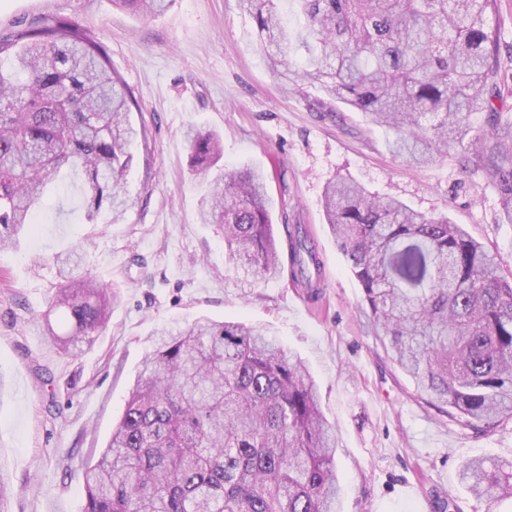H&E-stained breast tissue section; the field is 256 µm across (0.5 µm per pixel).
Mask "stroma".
Returning a JSON list of instances; mask_svg holds the SVG:
<instances>
[{
	"instance_id": "obj_1",
	"label": "stroma",
	"mask_w": 512,
	"mask_h": 512,
	"mask_svg": "<svg viewBox=\"0 0 512 512\" xmlns=\"http://www.w3.org/2000/svg\"><path fill=\"white\" fill-rule=\"evenodd\" d=\"M44 19H66L106 45L138 107L135 162L117 221H84V178L69 172L38 212L34 231L0 250V470L8 512H82L83 464L103 451L152 337L199 317L271 328L303 359L322 411L336 428L341 512H512L458 482L461 464L512 461V421L476 429L426 404L386 356L361 310L363 291L328 230L327 183L352 179L414 210L447 214L512 270V226L499 197L464 174L457 151L423 167L391 153L394 134L337 104L317 111L320 89L285 85L263 57L251 16L237 0H173L159 16L117 9L112 0H0V37ZM501 96L512 113V0H499ZM213 131L224 167L267 175L274 235L303 225L323 263L312 299L287 277L243 278L224 262V234L203 224L200 176L185 134ZM84 245L82 268L119 288L91 348L65 355L43 333L59 283L55 253Z\"/></svg>"
}]
</instances>
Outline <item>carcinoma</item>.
Listing matches in <instances>:
<instances>
[{"instance_id":"carcinoma-1","label":"carcinoma","mask_w":512,"mask_h":512,"mask_svg":"<svg viewBox=\"0 0 512 512\" xmlns=\"http://www.w3.org/2000/svg\"><path fill=\"white\" fill-rule=\"evenodd\" d=\"M172 0H112L145 16ZM305 25L292 34L275 0H239L257 26L272 71L320 88L393 130L395 155L427 164L460 149L512 224V121L502 120L498 0H296ZM297 38L309 54L288 65ZM136 103L107 49L66 20L33 22L0 37V248L34 227L68 169L85 178V221L103 207L124 214L125 177L138 131ZM488 114L475 133L467 114ZM202 175L201 223L224 230L225 259L246 276L319 287L320 259L297 228L282 258L266 177L251 167L211 174L219 136L190 133ZM327 224L360 282L373 333L430 406L462 426L512 419V274L460 224L382 199L344 179L324 191ZM61 281L44 314L49 344L91 347L118 292L80 271V253L57 254ZM70 322L59 333L51 315ZM336 435L303 361L245 322L198 319L159 334L125 409L95 462L82 471L83 512H337ZM461 484L491 503L512 501V463L465 461Z\"/></svg>"}]
</instances>
